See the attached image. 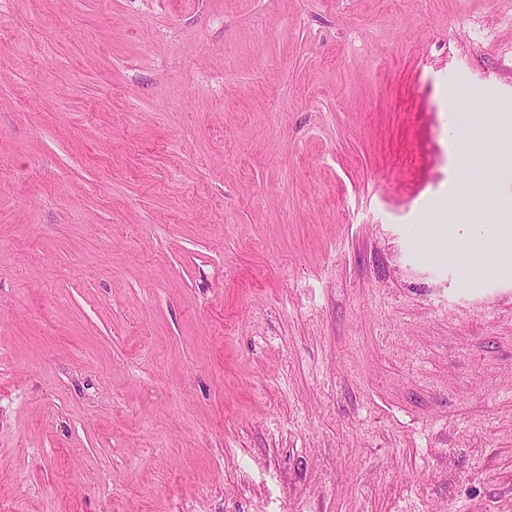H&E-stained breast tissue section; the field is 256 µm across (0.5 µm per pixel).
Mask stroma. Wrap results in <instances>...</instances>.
Segmentation results:
<instances>
[{
	"mask_svg": "<svg viewBox=\"0 0 512 512\" xmlns=\"http://www.w3.org/2000/svg\"><path fill=\"white\" fill-rule=\"evenodd\" d=\"M493 151L512 0H0V512H512Z\"/></svg>",
	"mask_w": 512,
	"mask_h": 512,
	"instance_id": "35a3bbf8",
	"label": "stroma"
}]
</instances>
